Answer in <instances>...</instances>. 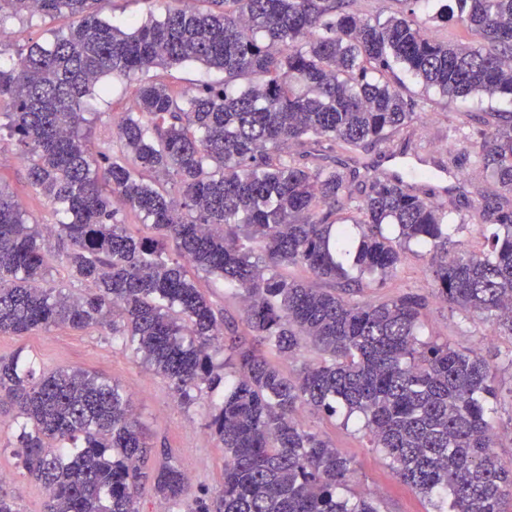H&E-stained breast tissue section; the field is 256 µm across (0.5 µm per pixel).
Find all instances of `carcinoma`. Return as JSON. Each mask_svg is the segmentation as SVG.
<instances>
[{
  "label": "carcinoma",
  "mask_w": 512,
  "mask_h": 512,
  "mask_svg": "<svg viewBox=\"0 0 512 512\" xmlns=\"http://www.w3.org/2000/svg\"><path fill=\"white\" fill-rule=\"evenodd\" d=\"M98 2L0 0V30L23 15L76 18L0 64V97L13 102L0 130L59 216L48 234L0 187V334L104 327L183 403L223 392L208 427L224 447V484L192 512H378L342 494L351 462L296 418L303 406L362 418L435 512H507L512 463L493 451L487 362L421 338L425 295H351L383 286L416 246L436 297L512 335V112L467 115L493 190L478 212L488 235L466 255L449 256L448 240L467 219L427 186L382 178L360 189L357 170L313 161L388 142L418 119L398 67L445 97L511 96L512 0H431L428 21L453 20L466 42L439 40L407 12L361 17L353 0H213L217 12L175 0L128 28L102 19ZM189 61L224 71V87L174 92L149 77ZM108 76L135 82V111L117 149L95 155L85 110ZM116 198L151 234L127 231ZM291 265L342 292L281 273ZM192 270L237 292L242 327L224 330ZM76 283L92 291L74 296ZM309 346L320 360L293 379L267 357ZM2 389L18 406L23 467L46 490L43 512H138L147 479L163 501L186 494L178 466L147 472L152 448L112 381L44 372L18 354L0 359Z\"/></svg>",
  "instance_id": "obj_1"
}]
</instances>
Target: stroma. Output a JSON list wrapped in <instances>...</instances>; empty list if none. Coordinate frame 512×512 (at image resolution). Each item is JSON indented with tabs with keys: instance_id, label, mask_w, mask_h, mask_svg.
I'll return each mask as SVG.
<instances>
[{
	"instance_id": "stroma-1",
	"label": "stroma",
	"mask_w": 512,
	"mask_h": 512,
	"mask_svg": "<svg viewBox=\"0 0 512 512\" xmlns=\"http://www.w3.org/2000/svg\"><path fill=\"white\" fill-rule=\"evenodd\" d=\"M167 0H103L100 15L119 26L161 17ZM72 17L15 18L11 21L10 56L23 46L43 41L52 32L67 28ZM161 79L174 91L193 90L201 85L223 81L224 74L197 63L161 71ZM400 78L408 92L423 96L420 118L412 125L422 144L444 157H461L463 165L445 181H433L438 205L456 207L471 215L481 204V196L491 186L479 163L482 136L466 122L470 112L512 111V98L472 94L453 100L436 92H423L418 80L408 72ZM107 92L90 100L87 137L93 151L107 147L117 135L124 112L132 103L133 82L116 78L106 82ZM28 164L19 157L15 138L0 134V183L7 186L30 219L40 224L56 221L49 200L32 187ZM433 286L428 260L418 253L406 254L397 271L384 287L370 286L358 293V300L373 302L398 294H429ZM426 338L446 342L459 350H473L489 364L501 397L492 416L498 435L495 451L502 460H512V336L500 332L490 321L448 308L433 300L423 318ZM22 354L35 357L42 369L81 368L103 375L118 384L132 399L153 448L150 463L170 462L190 479V488L176 505L159 500L149 487L137 496L139 512H191L202 494L218 495L224 477V450L212 435L208 422L212 413L209 401L182 404L172 386L156 375L131 350L114 342L109 330L92 327L74 330L61 325L22 336L0 334V357ZM16 407L0 391V472L8 476L6 485L15 497L17 512H43L45 491L21 467L14 437ZM299 418L343 456L355 470L350 488L354 494L376 500L380 512H433L428 500L402 483L391 472L382 453L371 448L361 422L343 421L311 407L301 408Z\"/></svg>"
}]
</instances>
